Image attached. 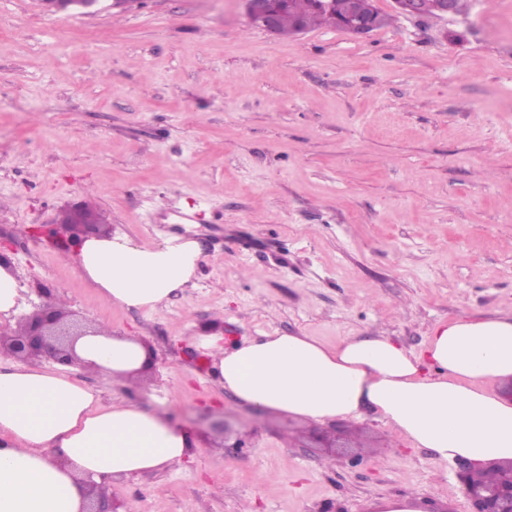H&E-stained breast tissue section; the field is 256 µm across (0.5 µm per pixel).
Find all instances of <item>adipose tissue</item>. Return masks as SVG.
Listing matches in <instances>:
<instances>
[{
	"label": "adipose tissue",
	"instance_id": "obj_1",
	"mask_svg": "<svg viewBox=\"0 0 512 512\" xmlns=\"http://www.w3.org/2000/svg\"><path fill=\"white\" fill-rule=\"evenodd\" d=\"M201 248L170 235L146 246L123 234L83 240L80 276L104 301L156 310L191 286ZM216 383L242 404L324 422L375 409L441 464L512 459V402L486 391L512 379V318L467 319L434 328L417 356L386 336L330 347L304 334H273L225 349L199 337ZM75 352L89 371L127 385L146 359L136 336L100 324ZM193 440L162 416L98 393L65 367L0 362V512H85L88 484L110 496L115 477L182 465Z\"/></svg>",
	"mask_w": 512,
	"mask_h": 512
}]
</instances>
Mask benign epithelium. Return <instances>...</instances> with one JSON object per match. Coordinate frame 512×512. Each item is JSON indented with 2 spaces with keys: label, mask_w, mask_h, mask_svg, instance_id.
Segmentation results:
<instances>
[{
  "label": "benign epithelium",
  "mask_w": 512,
  "mask_h": 512,
  "mask_svg": "<svg viewBox=\"0 0 512 512\" xmlns=\"http://www.w3.org/2000/svg\"><path fill=\"white\" fill-rule=\"evenodd\" d=\"M286 7V0H245L249 23L269 33H277V17ZM343 27L354 35L371 32L370 22L359 16L345 18ZM102 234L98 224L87 222L78 205L65 210L61 218L51 224L35 227L34 237L61 239L69 247L90 236ZM17 330L0 332V351L23 361L51 359L62 365H74L73 343L82 335L81 325L68 319V313L51 304L39 307ZM478 467L469 463L460 465L457 476L472 512H512V479L496 487H486L477 480Z\"/></svg>",
  "instance_id": "obj_1"
}]
</instances>
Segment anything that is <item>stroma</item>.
Here are the masks:
<instances>
[{
	"mask_svg": "<svg viewBox=\"0 0 512 512\" xmlns=\"http://www.w3.org/2000/svg\"><path fill=\"white\" fill-rule=\"evenodd\" d=\"M374 4L391 21L358 37L270 34L243 0H0V241L23 297L0 330L44 285L84 324L141 337L143 384L78 375L194 440L182 466L113 479L135 512H369L405 493L470 510L457 464L371 408L317 424L242 405L197 345L219 329L417 353L437 324L512 315V38L485 24L512 28V0L465 18ZM84 202L143 244L189 233L194 286L151 312L101 301L73 252L32 235Z\"/></svg>",
	"mask_w": 512,
	"mask_h": 512,
	"instance_id": "35a3bbf8",
	"label": "stroma"
}]
</instances>
